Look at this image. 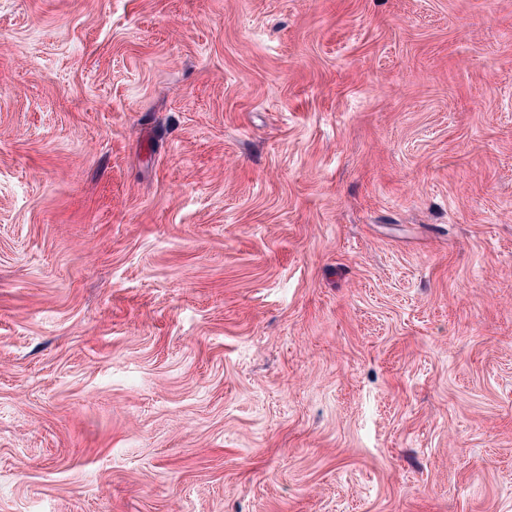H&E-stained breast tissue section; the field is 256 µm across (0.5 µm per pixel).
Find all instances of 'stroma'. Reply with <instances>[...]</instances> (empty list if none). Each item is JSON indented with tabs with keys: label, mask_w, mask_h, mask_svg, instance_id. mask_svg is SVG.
I'll return each mask as SVG.
<instances>
[{
	"label": "stroma",
	"mask_w": 512,
	"mask_h": 512,
	"mask_svg": "<svg viewBox=\"0 0 512 512\" xmlns=\"http://www.w3.org/2000/svg\"><path fill=\"white\" fill-rule=\"evenodd\" d=\"M0 512H512V0H0Z\"/></svg>",
	"instance_id": "obj_1"
}]
</instances>
